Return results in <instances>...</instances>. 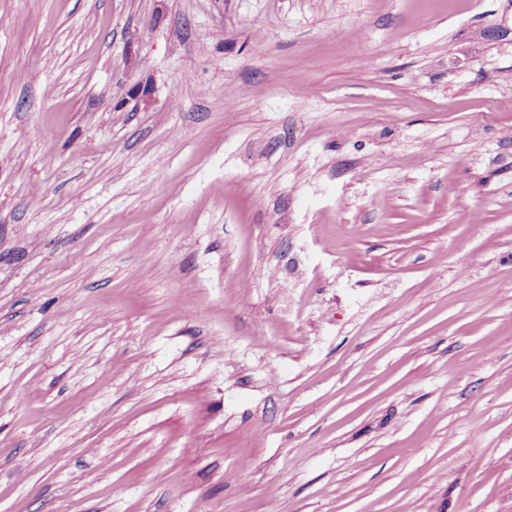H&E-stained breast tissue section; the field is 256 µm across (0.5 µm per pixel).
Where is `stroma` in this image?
I'll return each instance as SVG.
<instances>
[{"instance_id": "35a3bbf8", "label": "stroma", "mask_w": 512, "mask_h": 512, "mask_svg": "<svg viewBox=\"0 0 512 512\" xmlns=\"http://www.w3.org/2000/svg\"><path fill=\"white\" fill-rule=\"evenodd\" d=\"M0 512H512V0H0Z\"/></svg>"}]
</instances>
